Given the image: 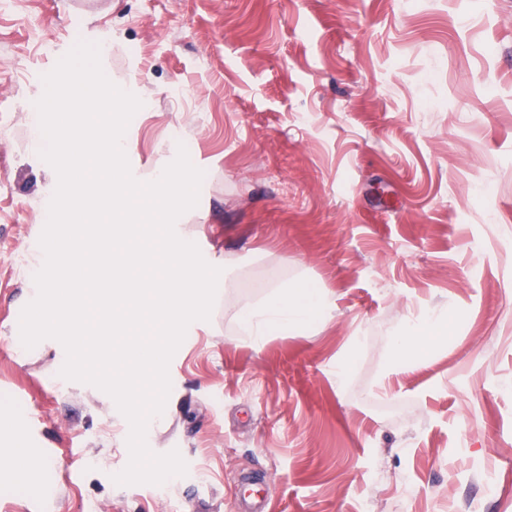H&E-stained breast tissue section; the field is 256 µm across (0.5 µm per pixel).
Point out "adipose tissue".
<instances>
[{"label": "adipose tissue", "mask_w": 512, "mask_h": 512, "mask_svg": "<svg viewBox=\"0 0 512 512\" xmlns=\"http://www.w3.org/2000/svg\"><path fill=\"white\" fill-rule=\"evenodd\" d=\"M328 302L305 286L293 284L282 287L260 305L248 306L238 314L239 322L254 340H261L271 332L300 333L310 328L316 318L329 312ZM7 437L15 446L0 454V472L9 475L13 482L23 485L33 497H41L43 485L34 473L40 465L33 453L21 451L16 443L22 438L18 429L11 428Z\"/></svg>", "instance_id": "adipose-tissue-1"}]
</instances>
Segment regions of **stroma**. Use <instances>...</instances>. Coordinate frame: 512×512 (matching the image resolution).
<instances>
[{
    "mask_svg": "<svg viewBox=\"0 0 512 512\" xmlns=\"http://www.w3.org/2000/svg\"><path fill=\"white\" fill-rule=\"evenodd\" d=\"M81 40L148 101L132 172L166 165L177 128L205 173L180 223L222 274L148 426L187 463L161 485L115 484L127 420L53 346L14 342L57 185L26 105ZM294 281L332 319L254 344L239 311ZM443 305V335L403 355ZM1 394L52 496L0 477V512H260L269 491L279 512H512V0L0 6ZM435 318L428 321L423 328H411L405 336H396L398 347L405 353H416L423 345L425 336H420L427 326H442L447 317V310L445 308H438L434 310Z\"/></svg>",
    "mask_w": 512,
    "mask_h": 512,
    "instance_id": "obj_1",
    "label": "stroma"
}]
</instances>
